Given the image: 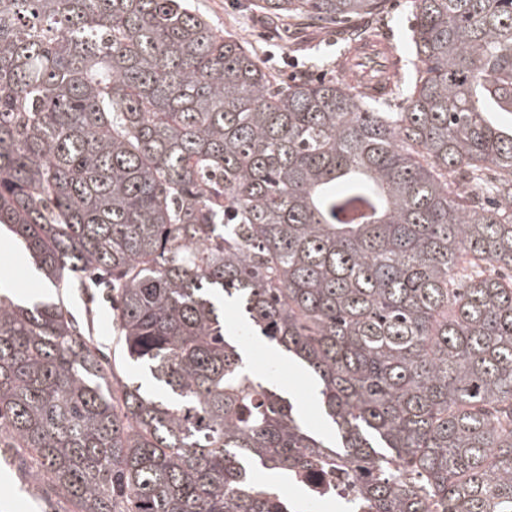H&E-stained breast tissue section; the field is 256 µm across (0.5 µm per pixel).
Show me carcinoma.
<instances>
[{"instance_id": "1", "label": "carcinoma", "mask_w": 512, "mask_h": 512, "mask_svg": "<svg viewBox=\"0 0 512 512\" xmlns=\"http://www.w3.org/2000/svg\"><path fill=\"white\" fill-rule=\"evenodd\" d=\"M384 0H253L317 27ZM388 112L286 81L188 0H0V446L62 512H289L344 469L369 512H512V0H412ZM108 288L128 382L62 290ZM245 320L224 324V304ZM317 381L305 427L239 337ZM0 279L14 288L18 298L37 299L51 291L47 283L34 275L28 260L23 261L12 243L4 240L0 242Z\"/></svg>"}]
</instances>
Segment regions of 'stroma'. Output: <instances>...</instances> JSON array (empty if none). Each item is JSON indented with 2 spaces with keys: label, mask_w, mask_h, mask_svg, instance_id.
<instances>
[{
  "label": "stroma",
  "mask_w": 512,
  "mask_h": 512,
  "mask_svg": "<svg viewBox=\"0 0 512 512\" xmlns=\"http://www.w3.org/2000/svg\"><path fill=\"white\" fill-rule=\"evenodd\" d=\"M191 5L218 30L248 42L265 66L285 78L303 74L313 80L339 81L344 77L343 58L349 46L343 39L342 28L321 29L296 20L277 27L252 8L251 0H191ZM413 24L411 0H388L384 11L353 19L347 28L383 36L388 45L404 54ZM0 279L7 281L16 296L23 299H35L49 292L47 283L34 275L31 264L8 241L0 242ZM68 303L81 326L103 343L105 356H119L105 291H97L91 299L77 289L70 294ZM244 353L255 373L270 379L282 396L295 403L307 428L319 433L327 431L313 384L302 368L279 357L255 338L246 340ZM56 501L53 487L37 478L19 458L10 457L8 466L0 469V505L7 506L8 512H53Z\"/></svg>",
  "instance_id": "1"
}]
</instances>
